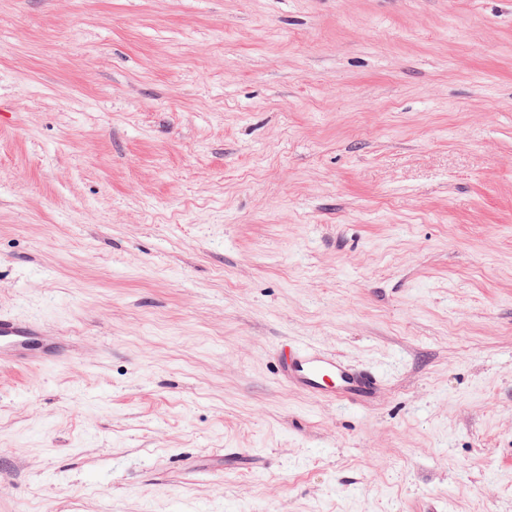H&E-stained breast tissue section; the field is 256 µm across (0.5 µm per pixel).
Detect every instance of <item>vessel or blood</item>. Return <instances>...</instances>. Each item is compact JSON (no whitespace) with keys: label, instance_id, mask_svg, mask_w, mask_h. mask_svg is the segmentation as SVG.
<instances>
[{"label":"vessel or blood","instance_id":"b4317fda","mask_svg":"<svg viewBox=\"0 0 512 512\" xmlns=\"http://www.w3.org/2000/svg\"><path fill=\"white\" fill-rule=\"evenodd\" d=\"M0 353L14 361L56 365L60 359L53 340L44 336L41 323L0 314ZM289 376L309 393L324 397L364 396L378 382L371 372H357L336 355L314 346L297 344L287 356Z\"/></svg>","mask_w":512,"mask_h":512}]
</instances>
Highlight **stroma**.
Masks as SVG:
<instances>
[{"label": "stroma", "instance_id": "stroma-1", "mask_svg": "<svg viewBox=\"0 0 512 512\" xmlns=\"http://www.w3.org/2000/svg\"><path fill=\"white\" fill-rule=\"evenodd\" d=\"M0 310V512H512V0H0ZM41 323L31 319H21L13 315L0 314V346L2 354L14 361L39 362L45 366H55L60 355L54 349V337L45 339ZM287 368L288 376L296 384L319 397H361L378 382L374 373L356 372L336 355L311 345L297 344L291 347Z\"/></svg>", "mask_w": 512, "mask_h": 512}]
</instances>
